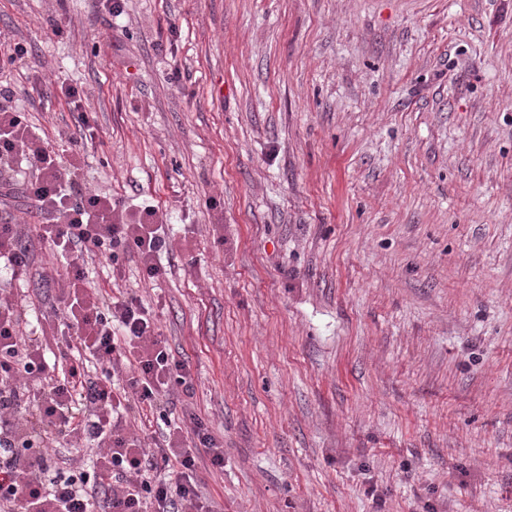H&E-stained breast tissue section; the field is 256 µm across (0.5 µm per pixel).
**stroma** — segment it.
<instances>
[{"label":"stroma","mask_w":512,"mask_h":512,"mask_svg":"<svg viewBox=\"0 0 512 512\" xmlns=\"http://www.w3.org/2000/svg\"><path fill=\"white\" fill-rule=\"evenodd\" d=\"M0 34L73 180L163 216L162 279L90 281L188 365L212 512H512V0H0ZM33 175L0 166V224L41 223ZM30 253L49 330L65 271ZM191 431L193 433V448H207L209 454V462L213 468L223 469L224 467V450L223 446H219L215 438L209 433L208 428L194 415H188Z\"/></svg>","instance_id":"35a3bbf8"}]
</instances>
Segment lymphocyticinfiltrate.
<instances>
[{
    "label": "lymphocytic infiltrate",
    "instance_id": "lymphocytic-infiltrate-1",
    "mask_svg": "<svg viewBox=\"0 0 512 512\" xmlns=\"http://www.w3.org/2000/svg\"><path fill=\"white\" fill-rule=\"evenodd\" d=\"M0 87V163L34 169L23 194L44 223L0 225V272L19 279L29 267L25 239L52 243L66 265L61 336L69 365L50 376L45 345L21 329L24 312L13 289H0V512H211L195 480L193 448L207 449L213 468L224 451L201 421L192 448L181 424L146 449L132 431L161 410L170 384L192 394L188 366L176 359L137 296L92 288L88 262L136 254L144 278L162 277L168 249L163 216H138L107 195L68 182L61 158L33 133L24 112Z\"/></svg>",
    "mask_w": 512,
    "mask_h": 512
}]
</instances>
